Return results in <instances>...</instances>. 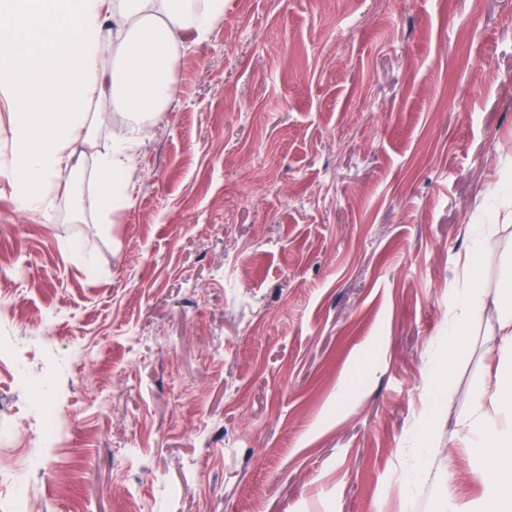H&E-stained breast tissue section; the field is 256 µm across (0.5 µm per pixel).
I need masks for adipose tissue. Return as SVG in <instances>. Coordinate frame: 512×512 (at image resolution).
<instances>
[{"mask_svg":"<svg viewBox=\"0 0 512 512\" xmlns=\"http://www.w3.org/2000/svg\"><path fill=\"white\" fill-rule=\"evenodd\" d=\"M223 19L224 0H0V100L11 112L9 178L20 204L37 206L54 192L75 145L115 107L124 126L95 162L96 193L111 212L115 198L128 194L123 172L131 151L179 99L178 45L206 39ZM497 232L494 224L467 227L449 354H458L485 310V274L493 267L503 272L495 341L499 354H512V257L492 249ZM459 426L464 448L494 468L474 512H512V361L472 394Z\"/></svg>","mask_w":512,"mask_h":512,"instance_id":"ef3b65f1","label":"adipose tissue"}]
</instances>
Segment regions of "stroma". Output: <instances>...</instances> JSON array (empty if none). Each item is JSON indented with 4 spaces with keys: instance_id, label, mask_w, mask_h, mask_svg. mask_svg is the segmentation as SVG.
I'll list each match as a JSON object with an SVG mask.
<instances>
[{
    "instance_id": "1",
    "label": "stroma",
    "mask_w": 512,
    "mask_h": 512,
    "mask_svg": "<svg viewBox=\"0 0 512 512\" xmlns=\"http://www.w3.org/2000/svg\"><path fill=\"white\" fill-rule=\"evenodd\" d=\"M177 71L107 216L121 112L77 145V191L25 209L0 104V340L31 353L0 401L46 379L71 411L35 512H466L454 433L495 305L438 366L512 158V0H224Z\"/></svg>"
}]
</instances>
